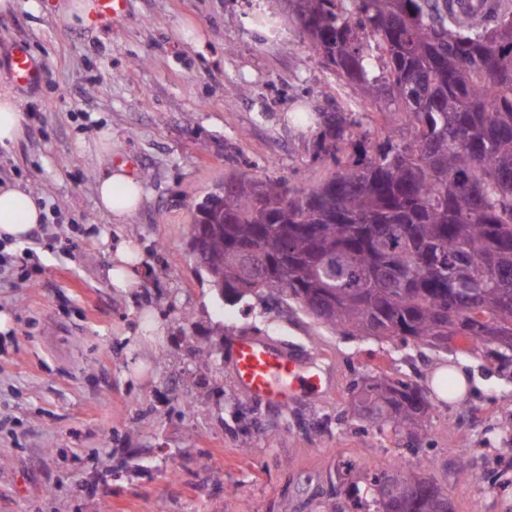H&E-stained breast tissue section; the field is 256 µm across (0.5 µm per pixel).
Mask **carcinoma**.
Segmentation results:
<instances>
[{
  "label": "carcinoma",
  "mask_w": 512,
  "mask_h": 512,
  "mask_svg": "<svg viewBox=\"0 0 512 512\" xmlns=\"http://www.w3.org/2000/svg\"><path fill=\"white\" fill-rule=\"evenodd\" d=\"M285 17L371 104H402L399 143L347 112H318L315 158L331 173L299 190L246 174L196 206L217 225L206 272L224 295L292 302L345 336L463 353L512 366V15L468 21L484 0H291ZM384 61L372 69V52ZM493 255L494 264L484 266ZM377 432L417 438L422 389L379 373L357 385ZM374 512H452L416 467L374 475Z\"/></svg>",
  "instance_id": "obj_1"
}]
</instances>
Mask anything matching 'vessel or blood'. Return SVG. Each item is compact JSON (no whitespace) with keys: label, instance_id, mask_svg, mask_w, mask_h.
<instances>
[{"label":"vessel or blood","instance_id":"1","mask_svg":"<svg viewBox=\"0 0 512 512\" xmlns=\"http://www.w3.org/2000/svg\"><path fill=\"white\" fill-rule=\"evenodd\" d=\"M95 22H109L124 12L125 0H92ZM13 80L22 86L39 82L41 67L24 47L13 50ZM232 370L240 388L252 400L285 407L320 394L323 380L310 358L255 336L237 337L231 348Z\"/></svg>","mask_w":512,"mask_h":512}]
</instances>
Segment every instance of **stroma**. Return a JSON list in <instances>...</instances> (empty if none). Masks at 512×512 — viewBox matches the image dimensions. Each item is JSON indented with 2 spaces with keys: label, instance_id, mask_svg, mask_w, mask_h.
<instances>
[{
  "label": "stroma",
  "instance_id": "1",
  "mask_svg": "<svg viewBox=\"0 0 512 512\" xmlns=\"http://www.w3.org/2000/svg\"><path fill=\"white\" fill-rule=\"evenodd\" d=\"M68 0H15L0 14V92L25 115L0 148V183L46 213L27 239L0 242V512H369L373 473L433 457L427 474L453 512H512V373L480 351L355 338L296 304L225 301L188 249L195 206L232 175L326 177L317 126L297 111L366 121L295 24L288 0H126L101 25ZM42 67L20 86L16 45ZM147 196L128 223L98 204L115 167ZM140 256L133 288L108 270L121 243ZM249 334L317 356L327 390L286 407L235 383L229 345ZM211 354L200 369L199 350ZM468 365L471 392L431 404L420 442L380 434L357 413L355 383L383 372L428 388L436 368ZM468 463H461L463 448Z\"/></svg>",
  "mask_w": 512,
  "mask_h": 512
}]
</instances>
